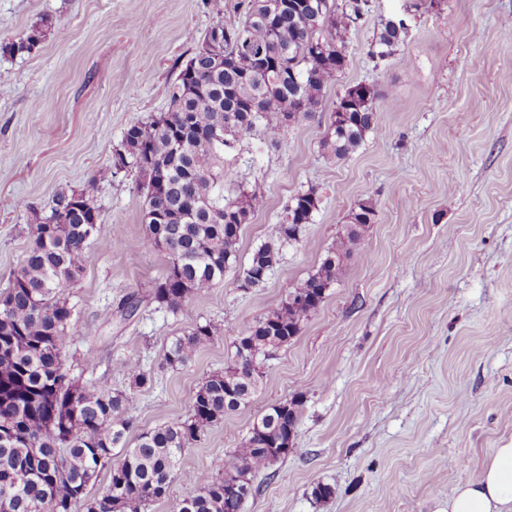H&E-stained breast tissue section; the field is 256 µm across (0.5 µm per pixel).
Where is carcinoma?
<instances>
[{
    "mask_svg": "<svg viewBox=\"0 0 512 512\" xmlns=\"http://www.w3.org/2000/svg\"><path fill=\"white\" fill-rule=\"evenodd\" d=\"M368 13L369 0H248L242 16L218 20L207 30L171 86L168 111L128 126L109 167L79 190L55 194L0 295V512H73L80 501L86 512H141L168 501L184 449L205 428L251 403L263 359L299 334L344 259L358 251L362 231L377 219L373 202H359L346 233L317 269L236 336L224 371L206 377L188 417L139 433L132 446V398L69 377L65 347L74 305L65 291L83 272L89 244L105 233L95 204L101 184L121 170L138 173L146 196V233L134 247L161 251L168 261L150 294L127 295L116 313L128 320L146 301L175 313L223 281L238 260L237 216L253 217L266 200L257 181L224 198V151L256 132L273 142L289 124L316 111L347 66L348 33ZM409 30L396 16L383 19L369 56L391 57ZM46 33L45 24H37L18 39L1 40L0 52L30 53ZM379 97L361 83L338 97L324 141L328 162L347 158L376 130ZM317 207L313 188L293 196L274 236L240 269L249 287L267 279ZM220 335L210 322L197 324L175 338L164 361L185 364ZM121 370L137 388L152 383L137 361H124ZM301 406L296 395L268 407L224 461V473H203L200 493L174 501L172 512H243L249 495L238 494L236 484L247 483L255 494L254 475L288 455ZM108 463L105 493L90 495Z\"/></svg>",
    "mask_w": 512,
    "mask_h": 512,
    "instance_id": "cac0c4a2",
    "label": "carcinoma"
}]
</instances>
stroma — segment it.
<instances>
[{
    "label": "stroma",
    "instance_id": "obj_1",
    "mask_svg": "<svg viewBox=\"0 0 512 512\" xmlns=\"http://www.w3.org/2000/svg\"><path fill=\"white\" fill-rule=\"evenodd\" d=\"M370 2L321 108L277 144L247 137L224 159L225 197L254 181L266 188L242 229L239 265L272 237L294 195L312 186L319 197L263 284L238 289L233 267L178 312L145 303L129 320L111 317L126 294L149 293L166 259L132 246L146 232L136 172L117 174L97 197L106 232L69 291L67 365L132 397L140 431L184 420L238 332L319 265L358 202L377 208L324 303L265 361L251 404L184 451L172 499L195 493L202 473L222 472L253 420L297 394L293 448L255 476L244 512H446L453 488L512 445V0L417 12L405 45L380 63L367 54L380 19L412 0ZM243 3L0 0V40L52 23L32 54L0 55V292L55 193L82 188L109 166L127 126L167 111L181 66ZM359 82L381 93L378 129L327 163L330 111ZM205 322L223 336L185 364H165L171 342ZM129 358L151 373V387H132L119 371ZM320 484L330 497H315Z\"/></svg>",
    "mask_w": 512,
    "mask_h": 512
}]
</instances>
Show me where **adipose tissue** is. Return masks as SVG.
I'll return each mask as SVG.
<instances>
[{
    "instance_id": "obj_1",
    "label": "adipose tissue",
    "mask_w": 512,
    "mask_h": 512,
    "mask_svg": "<svg viewBox=\"0 0 512 512\" xmlns=\"http://www.w3.org/2000/svg\"><path fill=\"white\" fill-rule=\"evenodd\" d=\"M447 512H512V446L495 449L474 479L454 489Z\"/></svg>"
}]
</instances>
